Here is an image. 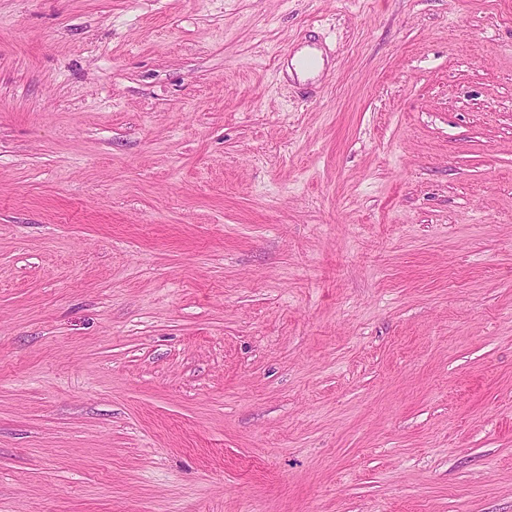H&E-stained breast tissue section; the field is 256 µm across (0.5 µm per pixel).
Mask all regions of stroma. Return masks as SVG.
<instances>
[{
  "label": "stroma",
  "mask_w": 512,
  "mask_h": 512,
  "mask_svg": "<svg viewBox=\"0 0 512 512\" xmlns=\"http://www.w3.org/2000/svg\"><path fill=\"white\" fill-rule=\"evenodd\" d=\"M0 512H512V0H0Z\"/></svg>",
  "instance_id": "35a3bbf8"
}]
</instances>
